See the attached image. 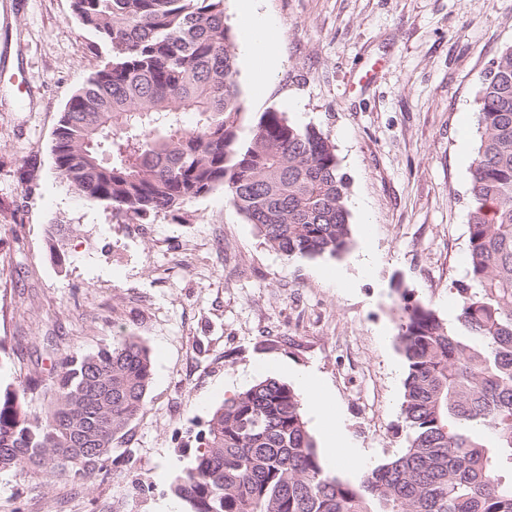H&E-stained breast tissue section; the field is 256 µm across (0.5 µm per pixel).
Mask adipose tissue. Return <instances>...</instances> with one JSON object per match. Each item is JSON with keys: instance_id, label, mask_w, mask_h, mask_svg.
Listing matches in <instances>:
<instances>
[{"instance_id": "1", "label": "adipose tissue", "mask_w": 512, "mask_h": 512, "mask_svg": "<svg viewBox=\"0 0 512 512\" xmlns=\"http://www.w3.org/2000/svg\"><path fill=\"white\" fill-rule=\"evenodd\" d=\"M261 0H238V18L246 32L244 51L251 67L252 85L255 91H262L268 83L279 61L273 52L279 29L260 11ZM299 380L305 384L310 409L316 419L329 429L325 451L332 461L356 459L353 448L348 447L337 435L339 413L334 402L328 397L315 377L307 372L299 373Z\"/></svg>"}]
</instances>
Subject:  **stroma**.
<instances>
[{
  "mask_svg": "<svg viewBox=\"0 0 512 512\" xmlns=\"http://www.w3.org/2000/svg\"><path fill=\"white\" fill-rule=\"evenodd\" d=\"M280 61L254 94L237 60L242 125L275 110L320 128L350 179L351 247L285 259L223 189L150 224H124L68 190L51 145L65 104L108 56L71 0H0V381L135 336L153 380L128 462L82 480L0 472V512H162L213 412L262 376L318 378L335 401L356 480L406 446L403 296L448 324L467 269L470 169L458 132L480 77L512 45V0H262ZM371 226H364V219ZM72 225L55 253L54 225ZM370 251L368 272L353 260Z\"/></svg>",
  "mask_w": 512,
  "mask_h": 512,
  "instance_id": "1",
  "label": "stroma"
}]
</instances>
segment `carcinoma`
I'll return each instance as SVG.
<instances>
[{"label":"carcinoma","mask_w":512,"mask_h":512,"mask_svg":"<svg viewBox=\"0 0 512 512\" xmlns=\"http://www.w3.org/2000/svg\"><path fill=\"white\" fill-rule=\"evenodd\" d=\"M72 7L110 56L55 132L51 153L69 190L124 223L151 224L220 187L288 260L350 249V180L328 136L275 110L242 136L224 0ZM477 125L458 326L402 294L406 447L342 480L324 469L295 390L266 377L215 410L174 478L189 512H512V46L481 76ZM152 375L146 347L128 336L61 359L43 416L24 409L25 387L0 385V471L109 474L125 461L119 445Z\"/></svg>","instance_id":"cac0c4a2"}]
</instances>
